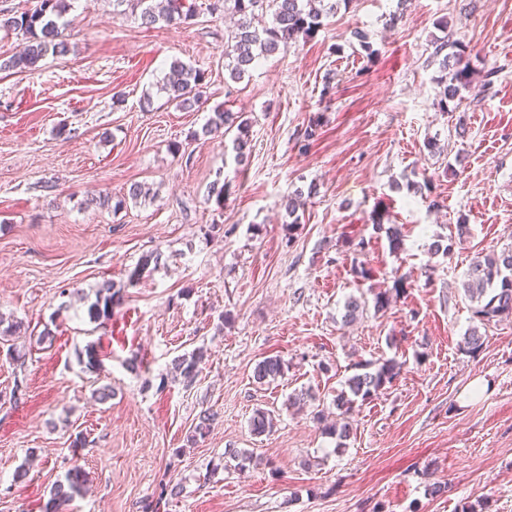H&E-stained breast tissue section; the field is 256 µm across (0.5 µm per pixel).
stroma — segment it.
Returning a JSON list of instances; mask_svg holds the SVG:
<instances>
[{"mask_svg": "<svg viewBox=\"0 0 512 512\" xmlns=\"http://www.w3.org/2000/svg\"><path fill=\"white\" fill-rule=\"evenodd\" d=\"M192 2V20L148 28L130 5L71 0L70 53L32 74L2 68L26 39L0 29V315L26 327L0 343V512H41L75 465L89 482L67 512H512V319L487 327L479 354L460 349L474 324L460 283L475 256L512 243V0H352L238 80L224 68L228 17ZM448 30L471 69L452 115L428 61ZM176 60L204 75L190 112L161 89ZM217 109L250 118L245 162L232 136L204 134ZM426 177L430 191L406 189ZM135 182L154 198L89 202ZM297 193L291 233L282 203ZM376 212L402 225L400 252L375 236ZM436 241L450 253L433 254ZM151 250L162 265L130 281ZM398 275L386 311L343 325L348 296L372 300ZM106 280L123 299L98 323L74 291ZM90 342L105 353L97 375L78 363ZM198 347L195 382L172 380L173 359ZM276 355L284 377L256 383ZM386 359L399 375L356 407L337 450L317 410L332 411L357 364ZM104 384L114 396L101 403ZM304 388L316 401L289 405ZM205 409L216 419L190 443ZM258 409L271 432H252ZM164 481L180 496L159 500ZM434 482L442 497L427 496Z\"/></svg>", "mask_w": 512, "mask_h": 512, "instance_id": "1", "label": "stroma"}]
</instances>
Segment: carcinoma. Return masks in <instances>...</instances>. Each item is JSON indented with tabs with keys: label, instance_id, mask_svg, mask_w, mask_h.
<instances>
[{
	"label": "carcinoma",
	"instance_id": "obj_1",
	"mask_svg": "<svg viewBox=\"0 0 512 512\" xmlns=\"http://www.w3.org/2000/svg\"><path fill=\"white\" fill-rule=\"evenodd\" d=\"M34 10L18 16L0 18V29L18 31L26 35L28 44L23 52L3 62V68L19 72H33L38 63L47 54L65 56L70 53V43L63 33V17L70 8L69 0H38ZM232 3L230 11L237 16L235 28L228 34L224 44V69L233 79L241 78L259 59L288 49V45L298 38H310L323 25V19L336 14L338 8L349 7L353 0H224ZM141 8L142 24L151 27L159 22L167 25L184 23L194 16V9L188 0H133ZM271 15V26L261 30L254 26L263 15ZM431 62L438 65L437 82L441 92L437 106L440 111H448V103L459 96L460 87L468 82L469 63L465 60L462 43L451 33L435 39L431 43ZM172 79L164 86L168 101L182 110H191L199 105L201 94L199 85L202 75L185 64L175 61L171 64ZM237 128L234 139L235 159L242 162L250 150L248 121L235 112L217 109L204 127V133L229 132ZM150 195V189L141 183L130 186L127 195L114 201L108 195H100L89 200V204L113 207L117 211L126 206V200L134 202ZM374 228L385 233L391 251L396 252L403 245V233L397 224L385 225L382 217H377ZM163 254L152 250L142 255L138 266L130 273L129 281H134L149 266L155 268L162 263ZM465 297L475 303L473 317L479 324L472 326L464 336L461 349L475 354L484 344L480 328L491 323L512 317V245L499 252L475 257L461 282ZM403 278L395 279L394 291L387 289L378 292L374 298V309L385 311L392 302V294H400ZM95 300L88 307L89 318L94 321L112 317L113 305L122 298V291L110 281H104L94 291ZM342 322L351 324L359 319L366 310L362 298L351 295L343 305ZM84 368L90 373L99 370L102 352L90 343L86 345ZM206 352L195 349L190 355H182L174 360L175 375L193 382L199 364ZM362 372L355 373L344 382V388L336 393L334 405L339 421L330 428L336 436V449L346 447L352 426L348 421L358 401H367L399 375L401 366L393 359L385 360L374 371L360 366ZM285 374V363L278 355L268 356L259 361L253 370V378L258 384L273 382ZM215 420V413L205 411L199 415L190 440L204 437ZM251 430L260 435L273 426L271 414L257 409L250 418ZM86 474L79 466L69 469L64 480L57 482L50 492L48 500L42 506V512H62V506L84 491Z\"/></svg>",
	"mask_w": 512,
	"mask_h": 512
}]
</instances>
